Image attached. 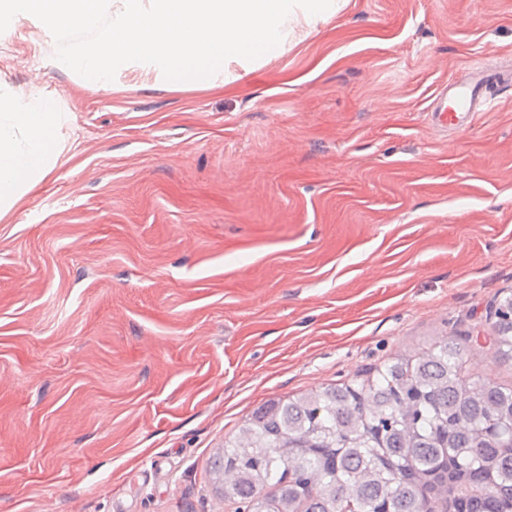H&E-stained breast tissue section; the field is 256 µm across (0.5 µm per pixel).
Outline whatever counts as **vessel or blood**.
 <instances>
[{
	"instance_id": "obj_1",
	"label": "vessel or blood",
	"mask_w": 512,
	"mask_h": 512,
	"mask_svg": "<svg viewBox=\"0 0 512 512\" xmlns=\"http://www.w3.org/2000/svg\"><path fill=\"white\" fill-rule=\"evenodd\" d=\"M499 78V73L491 70L484 61L474 62L465 82L449 83L439 91L434 100V112L446 116L449 128H460L467 117L492 109L494 101L485 90Z\"/></svg>"
}]
</instances>
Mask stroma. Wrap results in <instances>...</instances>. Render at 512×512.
Returning a JSON list of instances; mask_svg holds the SVG:
<instances>
[{
    "instance_id": "1",
    "label": "stroma",
    "mask_w": 512,
    "mask_h": 512,
    "mask_svg": "<svg viewBox=\"0 0 512 512\" xmlns=\"http://www.w3.org/2000/svg\"><path fill=\"white\" fill-rule=\"evenodd\" d=\"M483 50L512 0H348L220 87L102 90L0 33V82L68 115L0 213V512H235L209 462L257 407L445 336L512 385L475 339L512 295V89L429 111Z\"/></svg>"
}]
</instances>
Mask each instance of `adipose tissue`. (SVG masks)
Segmentation results:
<instances>
[{
    "label": "adipose tissue",
    "instance_id": "ef3b65f1",
    "mask_svg": "<svg viewBox=\"0 0 512 512\" xmlns=\"http://www.w3.org/2000/svg\"><path fill=\"white\" fill-rule=\"evenodd\" d=\"M51 97L0 91V211L9 210L21 194L39 185L58 154L56 134L66 121Z\"/></svg>",
    "mask_w": 512,
    "mask_h": 512
}]
</instances>
